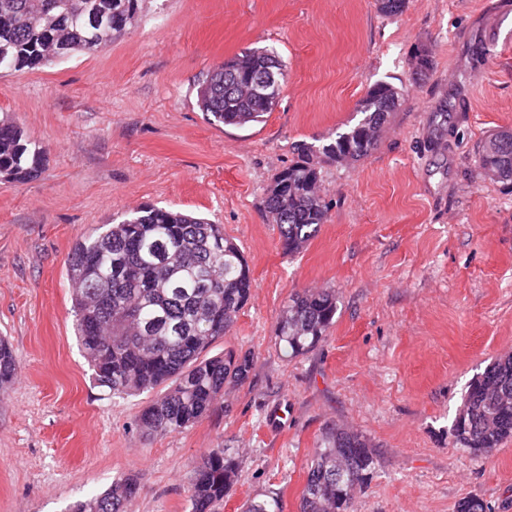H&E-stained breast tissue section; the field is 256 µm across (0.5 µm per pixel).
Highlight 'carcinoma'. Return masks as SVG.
<instances>
[{"instance_id":"cac0c4a2","label":"carcinoma","mask_w":512,"mask_h":512,"mask_svg":"<svg viewBox=\"0 0 512 512\" xmlns=\"http://www.w3.org/2000/svg\"><path fill=\"white\" fill-rule=\"evenodd\" d=\"M141 0H0V72L40 68L76 53L97 52L134 27ZM271 71L246 66L237 55L209 72L198 102L217 123H260L277 102L287 72L276 52L254 48ZM393 85L376 83L358 109L360 118L330 142L296 145L298 160L265 187L262 206L278 224L284 253L301 252L328 216L319 191L320 164L358 162L378 146L383 127L402 105ZM444 105L431 120L434 143L446 147ZM40 150L20 126L0 121V176L25 181L35 175ZM478 163L492 181H512V129L489 135ZM75 313L74 331L94 370L97 385L114 394L137 395L159 386L165 393L136 419L144 434L180 433L214 410L224 385L244 382L253 358L227 351L203 352L234 326L251 297L253 279L240 248L220 224L162 207L136 210L117 224L75 243L67 262ZM336 295L330 288L289 300L277 322L285 357L310 352L334 324ZM16 360L0 338V396L16 377ZM456 447L478 456L512 439V353L490 363L471 382L451 426ZM380 467L370 441L333 427L307 472L299 512H350L352 493L368 485ZM239 469L224 447L212 448L194 466L189 512H215ZM136 491L131 477L118 478L102 494L71 512H125ZM244 512H282L276 497L253 500Z\"/></svg>"}]
</instances>
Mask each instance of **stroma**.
Here are the masks:
<instances>
[{
	"mask_svg": "<svg viewBox=\"0 0 512 512\" xmlns=\"http://www.w3.org/2000/svg\"><path fill=\"white\" fill-rule=\"evenodd\" d=\"M507 0H144L143 18L92 54L0 73V118L41 151L26 182L0 179V336L17 376L0 400V512H68L132 477L126 512H188L187 474L217 445L240 462L216 512L279 496L298 512L322 432L366 436L381 469L352 512H457L469 496L512 512V439L475 457L450 426L471 380L512 353V181L486 180L477 149L512 129V14ZM252 48L288 73L262 123L225 126L197 104L205 75ZM432 67L417 73L416 54ZM403 103L378 149L326 163L328 219L284 254L264 187L355 121L378 82ZM448 108V146L429 121ZM144 205L222 225L254 280L231 333L209 355L253 356L193 427L133 428L151 394L99 387L74 334L66 279L74 244ZM331 288L334 325L284 359L278 317L292 296Z\"/></svg>",
	"mask_w": 512,
	"mask_h": 512,
	"instance_id": "35a3bbf8",
	"label": "stroma"
}]
</instances>
